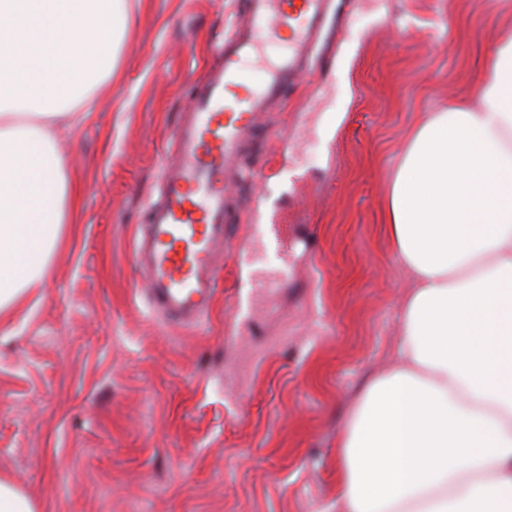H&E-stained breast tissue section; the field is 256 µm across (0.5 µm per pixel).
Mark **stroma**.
I'll use <instances>...</instances> for the list:
<instances>
[{
	"label": "stroma",
	"instance_id": "35a3bbf8",
	"mask_svg": "<svg viewBox=\"0 0 512 512\" xmlns=\"http://www.w3.org/2000/svg\"><path fill=\"white\" fill-rule=\"evenodd\" d=\"M246 0H141L111 82L59 143L82 186L43 287L0 319V476L39 512H336V438L393 363L410 287L383 224L420 117L473 97L512 0H339L239 158L229 251L194 326L149 302L135 232L171 130ZM273 210L274 293L231 251Z\"/></svg>",
	"mask_w": 512,
	"mask_h": 512
}]
</instances>
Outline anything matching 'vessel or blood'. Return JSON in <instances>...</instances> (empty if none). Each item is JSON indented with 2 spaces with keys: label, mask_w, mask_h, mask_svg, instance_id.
<instances>
[{
  "label": "vessel or blood",
  "mask_w": 512,
  "mask_h": 512,
  "mask_svg": "<svg viewBox=\"0 0 512 512\" xmlns=\"http://www.w3.org/2000/svg\"><path fill=\"white\" fill-rule=\"evenodd\" d=\"M328 0H248L249 24L216 47L217 67L197 86L187 119L171 133L176 159L162 177L161 200L134 247L155 308L194 325L210 310L214 255L225 240L229 178L257 117L283 100L303 73L326 24ZM264 60L266 78L246 82L247 59ZM282 227L257 221L253 238L276 248Z\"/></svg>",
  "instance_id": "obj_1"
}]
</instances>
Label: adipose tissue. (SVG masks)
I'll use <instances>...</instances> for the list:
<instances>
[{"label": "adipose tissue", "instance_id": "adipose-tissue-1", "mask_svg": "<svg viewBox=\"0 0 512 512\" xmlns=\"http://www.w3.org/2000/svg\"><path fill=\"white\" fill-rule=\"evenodd\" d=\"M140 0H0V315L43 287L88 118ZM387 228L412 286L396 361L337 438L340 512H512V38L475 102L429 113Z\"/></svg>", "mask_w": 512, "mask_h": 512}]
</instances>
